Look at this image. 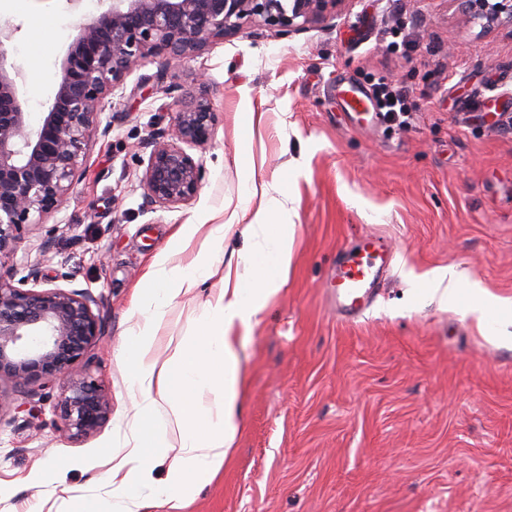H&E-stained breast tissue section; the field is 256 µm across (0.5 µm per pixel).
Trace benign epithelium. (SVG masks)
Listing matches in <instances>:
<instances>
[{"label": "benign epithelium", "instance_id": "obj_1", "mask_svg": "<svg viewBox=\"0 0 512 512\" xmlns=\"http://www.w3.org/2000/svg\"><path fill=\"white\" fill-rule=\"evenodd\" d=\"M109 8L77 26L63 60L61 80L40 122L31 126L16 91L21 70L0 52V256L61 210L83 174L88 146L106 136L105 100L150 57L170 63L202 54L235 36L249 22L289 37L336 17L347 0H109ZM471 22L512 21V0H457ZM215 112L204 96L179 102L168 130L156 135L140 179L146 202L172 208L195 200L203 164L186 148L214 135ZM59 226L25 253L17 277L0 271V380L27 389L24 399L63 381L54 410L68 437L83 440L108 419L111 399L91 371L101 344V297L90 289L39 290L42 265ZM25 406L0 388V417Z\"/></svg>", "mask_w": 512, "mask_h": 512}]
</instances>
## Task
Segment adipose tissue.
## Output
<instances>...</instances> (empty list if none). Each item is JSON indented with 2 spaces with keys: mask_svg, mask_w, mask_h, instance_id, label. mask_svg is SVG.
<instances>
[{
  "mask_svg": "<svg viewBox=\"0 0 512 512\" xmlns=\"http://www.w3.org/2000/svg\"><path fill=\"white\" fill-rule=\"evenodd\" d=\"M287 201L285 182L251 184L230 223L184 225L171 252L148 273L136 306L150 316L127 333L117 354L133 406L131 438L112 451V512H145L157 503L182 512L230 458L243 420L239 333L258 324L287 281L295 232L287 222ZM234 227L248 247L232 264L224 259V242ZM196 239L201 245L192 261L174 262ZM215 277L221 287L205 304L198 339L157 364L152 350L165 308ZM163 403L180 435L179 453L172 458L157 422Z\"/></svg>",
  "mask_w": 512,
  "mask_h": 512,
  "instance_id": "adipose-tissue-1",
  "label": "adipose tissue"
}]
</instances>
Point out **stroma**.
I'll return each mask as SVG.
<instances>
[{
    "mask_svg": "<svg viewBox=\"0 0 512 512\" xmlns=\"http://www.w3.org/2000/svg\"><path fill=\"white\" fill-rule=\"evenodd\" d=\"M101 5L0 0L17 25L8 59L19 100L39 120L79 23ZM406 25L403 45L392 30ZM208 79L213 138L190 153L196 199L146 205L148 143L181 97ZM407 85L416 105L399 129L344 111L336 86ZM257 116L246 125L247 113ZM108 135L89 146L61 212L45 274L101 296L104 339L92 369L112 397L93 436L66 437L60 385L0 418V512H69L71 493L112 507L106 461L132 406L116 354L140 323L135 290L186 224H222L256 181L289 176L295 226L288 281L240 348L244 419L233 458L182 512H512V313L480 320L487 296L512 306V25L466 22L453 0H348L327 23L283 38L255 23L181 64L148 59L106 102ZM375 234L392 251L371 306L336 311L326 286L339 257ZM466 274L468 299L420 292ZM166 307L154 355L168 361L199 332L204 303ZM56 471L41 495L37 471Z\"/></svg>",
    "mask_w": 512,
    "mask_h": 512,
    "instance_id": "1",
    "label": "stroma"
}]
</instances>
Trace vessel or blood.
<instances>
[{
    "label": "vessel or blood",
    "mask_w": 512,
    "mask_h": 512,
    "mask_svg": "<svg viewBox=\"0 0 512 512\" xmlns=\"http://www.w3.org/2000/svg\"><path fill=\"white\" fill-rule=\"evenodd\" d=\"M339 95L350 112L375 113L369 94L351 84L340 88ZM391 251L382 237L367 236L357 251L344 255L337 263L329 286L338 307L345 313H359L368 294L373 290L379 272L389 263Z\"/></svg>",
    "instance_id": "vessel-or-blood-1"
}]
</instances>
